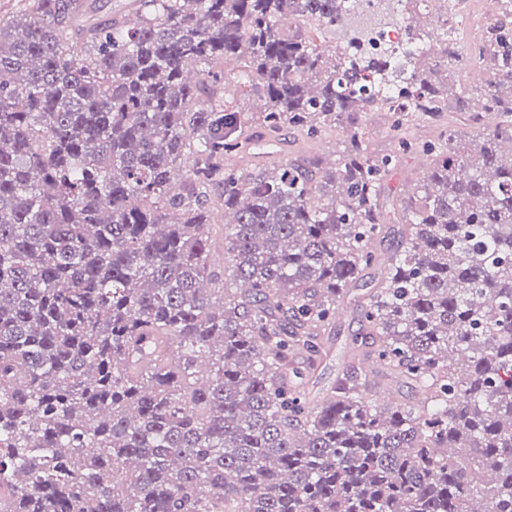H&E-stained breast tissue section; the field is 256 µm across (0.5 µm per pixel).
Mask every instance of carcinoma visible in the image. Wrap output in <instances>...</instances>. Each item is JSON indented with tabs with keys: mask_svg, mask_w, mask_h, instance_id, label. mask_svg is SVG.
Segmentation results:
<instances>
[{
	"mask_svg": "<svg viewBox=\"0 0 512 512\" xmlns=\"http://www.w3.org/2000/svg\"><path fill=\"white\" fill-rule=\"evenodd\" d=\"M97 2L0 17V512H512V0L477 55L504 119L427 148L384 261L397 155L359 118L448 111L454 15L407 68L317 44L345 0ZM231 77L259 111L226 104ZM255 123L345 149L226 166L274 152ZM373 268L314 401L297 361ZM379 376L422 400L373 409ZM396 115L393 112H366L362 114L364 139L371 155L382 156L394 151L396 146L393 131ZM224 209L215 208L210 215L208 236L212 241L211 261L215 266L224 267Z\"/></svg>",
	"mask_w": 512,
	"mask_h": 512,
	"instance_id": "cac0c4a2",
	"label": "carcinoma"
}]
</instances>
